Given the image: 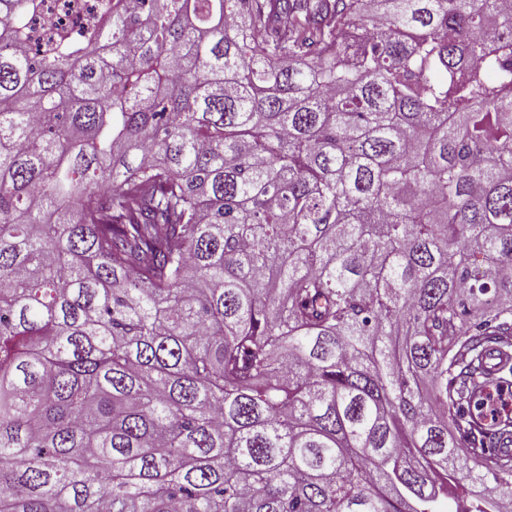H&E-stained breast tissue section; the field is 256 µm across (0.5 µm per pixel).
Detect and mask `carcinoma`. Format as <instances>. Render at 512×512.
I'll list each match as a JSON object with an SVG mask.
<instances>
[{
  "label": "carcinoma",
  "instance_id": "obj_1",
  "mask_svg": "<svg viewBox=\"0 0 512 512\" xmlns=\"http://www.w3.org/2000/svg\"><path fill=\"white\" fill-rule=\"evenodd\" d=\"M56 22L0 0V512L512 505V0ZM485 415L491 420L497 419L503 414L511 415L512 390H491L486 393L483 400Z\"/></svg>",
  "mask_w": 512,
  "mask_h": 512
}]
</instances>
